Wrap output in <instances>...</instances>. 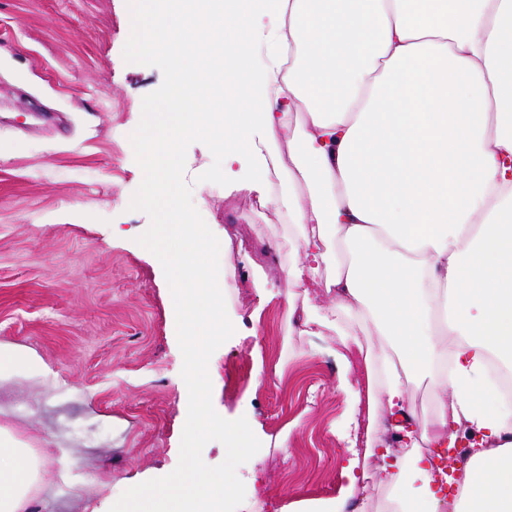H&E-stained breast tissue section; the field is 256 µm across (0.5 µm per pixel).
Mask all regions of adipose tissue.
Listing matches in <instances>:
<instances>
[{"mask_svg": "<svg viewBox=\"0 0 512 512\" xmlns=\"http://www.w3.org/2000/svg\"><path fill=\"white\" fill-rule=\"evenodd\" d=\"M138 53L174 74L142 139V204L168 226L162 259L185 384L210 382L205 352L224 333L219 244L186 223L176 172L195 134L264 194L270 159L287 157L280 203L305 263L287 282L324 276L336 308L375 339L385 380L372 414L398 412L416 448L481 433L460 497L444 505L431 467L386 448L378 467L400 512H512V428L492 406L491 356L512 362V0H134ZM431 378L426 426L405 382ZM220 431L247 455L244 428L196 403L184 444ZM32 455L0 429V512H26ZM229 482L188 468L133 487L113 512H222Z\"/></svg>", "mask_w": 512, "mask_h": 512, "instance_id": "ef3b65f1", "label": "adipose tissue"}]
</instances>
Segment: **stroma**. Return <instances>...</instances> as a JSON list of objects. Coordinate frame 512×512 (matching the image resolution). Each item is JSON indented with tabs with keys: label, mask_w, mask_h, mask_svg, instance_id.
<instances>
[{
	"label": "stroma",
	"mask_w": 512,
	"mask_h": 512,
	"mask_svg": "<svg viewBox=\"0 0 512 512\" xmlns=\"http://www.w3.org/2000/svg\"><path fill=\"white\" fill-rule=\"evenodd\" d=\"M131 0H0V343L39 359L0 381V427L36 456L28 512H112L136 485L186 466L224 471V512H297L346 486L367 453L363 499L387 494L374 455L390 437L367 429L365 353L303 325L302 307L338 319L323 281L286 298L302 262L275 231V201L245 203L212 145L179 146L177 180L191 223L223 241L228 328L206 352L215 419L248 429L235 456L213 432L183 452L195 404L188 350L172 330L166 268L144 247L159 212L142 205L139 146L150 106L172 82L167 57L135 51ZM262 277L265 286L253 288Z\"/></svg>",
	"instance_id": "stroma-1"
}]
</instances>
